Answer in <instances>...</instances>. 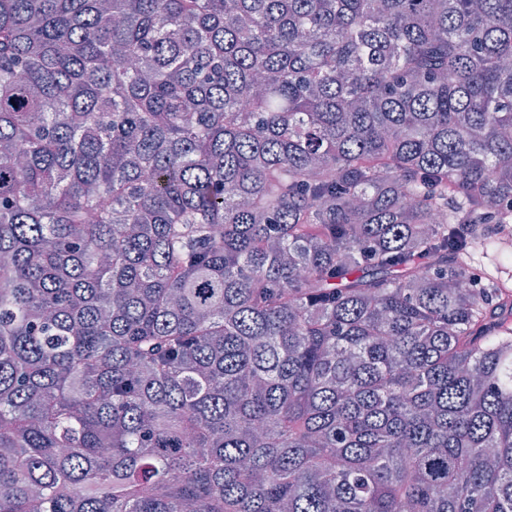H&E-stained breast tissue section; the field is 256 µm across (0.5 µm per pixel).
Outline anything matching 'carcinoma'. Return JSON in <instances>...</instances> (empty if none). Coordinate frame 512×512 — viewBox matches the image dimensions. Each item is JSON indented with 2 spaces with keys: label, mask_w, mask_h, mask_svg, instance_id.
I'll use <instances>...</instances> for the list:
<instances>
[{
  "label": "carcinoma",
  "mask_w": 512,
  "mask_h": 512,
  "mask_svg": "<svg viewBox=\"0 0 512 512\" xmlns=\"http://www.w3.org/2000/svg\"><path fill=\"white\" fill-rule=\"evenodd\" d=\"M512 0H0V512H512Z\"/></svg>",
  "instance_id": "obj_1"
}]
</instances>
